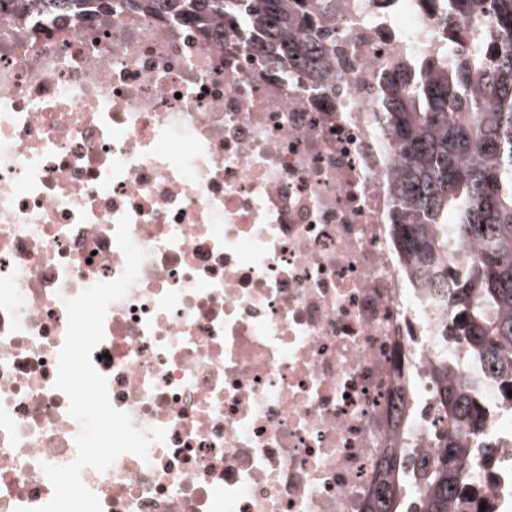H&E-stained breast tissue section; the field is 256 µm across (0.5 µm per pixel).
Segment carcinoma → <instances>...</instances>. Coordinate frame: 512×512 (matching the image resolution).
<instances>
[{
	"mask_svg": "<svg viewBox=\"0 0 512 512\" xmlns=\"http://www.w3.org/2000/svg\"><path fill=\"white\" fill-rule=\"evenodd\" d=\"M136 0L145 11L171 9L201 25L241 21L261 32L259 53L274 67L292 65L326 88L346 64L336 44L333 0ZM453 14L494 16L452 68L439 57L396 59L378 86L380 123L400 164L389 186L395 241L428 288L448 289L449 328L497 380L512 390V0H450ZM454 224L457 232L448 233ZM462 257L448 268V254ZM437 403L448 433L436 436L435 462L413 491L391 454L365 512H498L465 458L481 457L492 476L494 453L480 444L488 418L462 368L437 359ZM486 506L480 510V506Z\"/></svg>",
	"mask_w": 512,
	"mask_h": 512,
	"instance_id": "1",
	"label": "carcinoma"
}]
</instances>
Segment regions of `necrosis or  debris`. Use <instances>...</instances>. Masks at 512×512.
Returning <instances> with one entry per match:
<instances>
[{
  "label": "necrosis or debris",
  "mask_w": 512,
  "mask_h": 512,
  "mask_svg": "<svg viewBox=\"0 0 512 512\" xmlns=\"http://www.w3.org/2000/svg\"><path fill=\"white\" fill-rule=\"evenodd\" d=\"M447 0H336L349 65L326 94L257 65L250 31L125 0L0 11V512L46 504L75 461L58 390L67 298L117 278L119 217L145 253L93 365L146 457L83 483L102 512H364L390 451L433 460L440 352L480 375L512 499V403L393 242L398 156L377 124L397 57L455 63Z\"/></svg>",
  "instance_id": "obj_1"
}]
</instances>
